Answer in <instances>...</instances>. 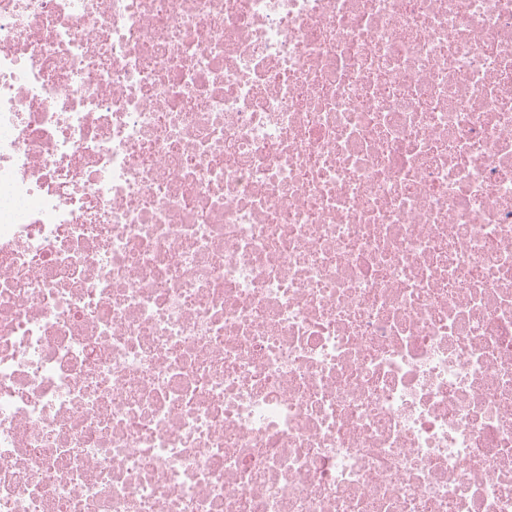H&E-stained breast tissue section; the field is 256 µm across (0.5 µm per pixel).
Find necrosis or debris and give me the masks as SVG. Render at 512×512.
Segmentation results:
<instances>
[{"mask_svg":"<svg viewBox=\"0 0 512 512\" xmlns=\"http://www.w3.org/2000/svg\"><path fill=\"white\" fill-rule=\"evenodd\" d=\"M0 512H512V0H0Z\"/></svg>","mask_w":512,"mask_h":512,"instance_id":"necrosis-or-debris-1","label":"necrosis or debris"}]
</instances>
